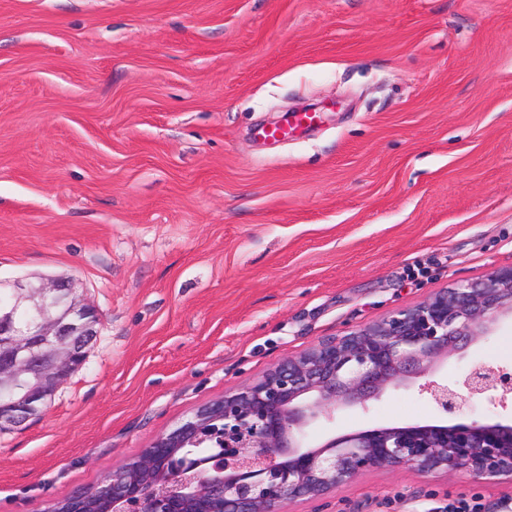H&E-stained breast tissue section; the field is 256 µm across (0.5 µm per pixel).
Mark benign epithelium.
<instances>
[{
  "instance_id": "7a95c632",
  "label": "benign epithelium",
  "mask_w": 512,
  "mask_h": 512,
  "mask_svg": "<svg viewBox=\"0 0 512 512\" xmlns=\"http://www.w3.org/2000/svg\"><path fill=\"white\" fill-rule=\"evenodd\" d=\"M507 319L512 268L323 340L157 436L130 473L112 471L98 490L109 512H288L370 470L512 479V419H464L470 399L512 393V373L481 363L459 387L434 379L448 356ZM97 324L65 279L0 295V431L43 411L85 363ZM415 383L454 423L376 426L308 446L312 423Z\"/></svg>"
}]
</instances>
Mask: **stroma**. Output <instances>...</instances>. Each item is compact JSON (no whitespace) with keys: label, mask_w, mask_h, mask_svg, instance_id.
I'll use <instances>...</instances> for the list:
<instances>
[{"label":"stroma","mask_w":512,"mask_h":512,"mask_svg":"<svg viewBox=\"0 0 512 512\" xmlns=\"http://www.w3.org/2000/svg\"><path fill=\"white\" fill-rule=\"evenodd\" d=\"M315 106L288 140L261 125ZM512 267V0H0V282L71 280L84 365L0 432L44 512L318 341ZM512 371V323L449 358ZM442 423L418 387L306 431ZM512 512L371 470L290 512Z\"/></svg>","instance_id":"35a3bbf8"}]
</instances>
